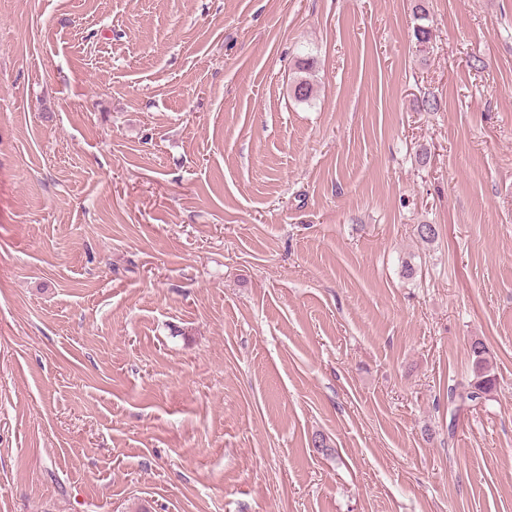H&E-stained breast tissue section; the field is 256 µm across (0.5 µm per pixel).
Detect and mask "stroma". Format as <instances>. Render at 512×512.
Instances as JSON below:
<instances>
[{"mask_svg":"<svg viewBox=\"0 0 512 512\" xmlns=\"http://www.w3.org/2000/svg\"><path fill=\"white\" fill-rule=\"evenodd\" d=\"M143 506L512 512V0H0V512ZM313 63L310 57H300L295 61V67L300 75L296 77L292 90L294 97L300 102L310 101L315 96L316 84L310 77ZM472 379L467 385L451 387L448 390V405H453V416L461 408L479 402L496 391L498 378L491 365L488 350L480 339L473 340L469 345Z\"/></svg>","mask_w":512,"mask_h":512,"instance_id":"obj_1","label":"stroma"}]
</instances>
